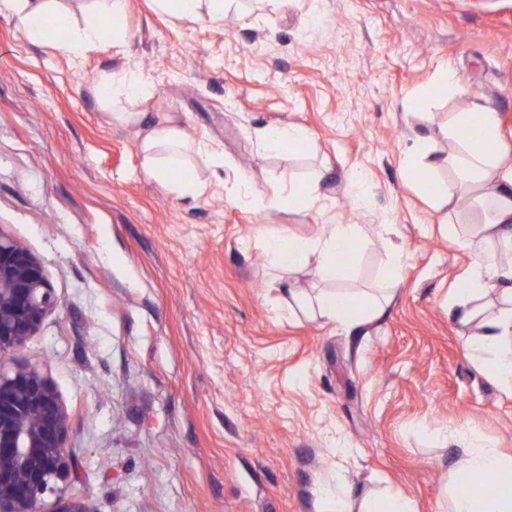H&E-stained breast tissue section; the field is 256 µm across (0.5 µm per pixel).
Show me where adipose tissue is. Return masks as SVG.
<instances>
[{"label": "adipose tissue", "mask_w": 512, "mask_h": 512, "mask_svg": "<svg viewBox=\"0 0 512 512\" xmlns=\"http://www.w3.org/2000/svg\"><path fill=\"white\" fill-rule=\"evenodd\" d=\"M157 12L180 22L202 17L222 20L228 0H153ZM126 0H86L82 21H75L62 0H0V13L18 16L27 37L52 43L70 60L82 58L103 37L106 24L124 14ZM144 94V82L134 73L111 76L97 89L99 103L113 107V120L139 124L142 113L135 106ZM465 137L447 153L433 154L421 144L404 165L406 176L416 185L435 186L431 199L443 214L450 239L468 247L474 260L465 275L451 288L448 314L472 326L465 347L467 357L488 352L489 362L479 364L482 373L512 394V351L503 348L512 335V144L501 133L499 116L484 101H471L451 120ZM259 140L268 151L306 152L313 144L304 126L267 128ZM144 172L168 192L198 197L208 188L195 172V157L215 156V148L204 141L187 142L173 124L155 123L146 128L138 142ZM448 170V183H441V170ZM368 239L356 224H333L314 238L279 235L267 239V255L273 266L291 271L312 267L320 288L316 294L291 290L299 309L347 331L365 319L382 317L403 255L393 252L377 292H355L342 285L355 253ZM512 472V455L470 439L448 474L449 512H512V481L501 483L492 494L472 491L469 479L476 473L502 475ZM331 512H416L411 498L400 493L359 492L345 487L332 501Z\"/></svg>", "instance_id": "adipose-tissue-1"}]
</instances>
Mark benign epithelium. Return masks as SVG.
<instances>
[{
	"label": "benign epithelium",
	"instance_id": "benign-epithelium-1",
	"mask_svg": "<svg viewBox=\"0 0 512 512\" xmlns=\"http://www.w3.org/2000/svg\"><path fill=\"white\" fill-rule=\"evenodd\" d=\"M58 306L39 256L0 233V512H88L66 496L68 410L40 368L14 360Z\"/></svg>",
	"mask_w": 512,
	"mask_h": 512
}]
</instances>
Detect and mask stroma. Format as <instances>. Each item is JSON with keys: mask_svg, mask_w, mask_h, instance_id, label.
<instances>
[{"mask_svg": "<svg viewBox=\"0 0 512 512\" xmlns=\"http://www.w3.org/2000/svg\"><path fill=\"white\" fill-rule=\"evenodd\" d=\"M240 6L242 20L184 23L128 0L125 42L78 67L0 14V232L41 258L59 300L17 359L71 415L66 494L90 512H318L341 472L442 512L466 438L512 453V398L463 356L469 329L443 299L473 256L402 163L421 138L452 147L448 119L475 97L512 142V0ZM121 71L145 82L139 111L217 149L196 161L206 194L143 174L138 126L93 96ZM291 123L315 151L263 152L257 130ZM326 168L312 207L261 192ZM328 224L381 228L348 288L379 287L405 251L387 314L351 333L289 312L263 252Z\"/></svg>", "mask_w": 512, "mask_h": 512, "instance_id": "stroma-1", "label": "stroma"}]
</instances>
